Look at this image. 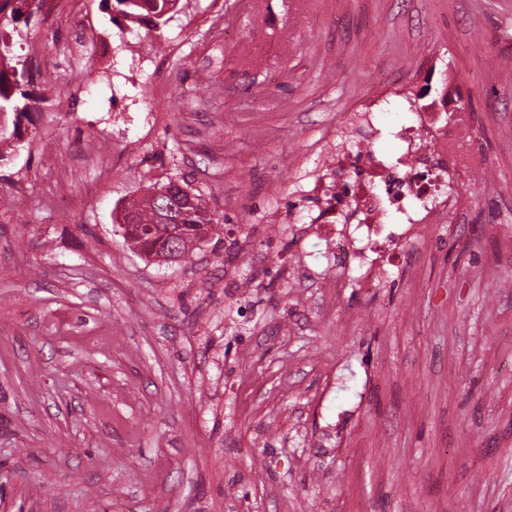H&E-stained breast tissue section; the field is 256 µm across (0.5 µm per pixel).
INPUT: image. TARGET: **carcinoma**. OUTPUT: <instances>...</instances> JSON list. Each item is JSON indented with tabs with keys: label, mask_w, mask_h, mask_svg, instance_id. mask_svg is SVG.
I'll return each instance as SVG.
<instances>
[{
	"label": "carcinoma",
	"mask_w": 512,
	"mask_h": 512,
	"mask_svg": "<svg viewBox=\"0 0 512 512\" xmlns=\"http://www.w3.org/2000/svg\"><path fill=\"white\" fill-rule=\"evenodd\" d=\"M30 0H0V146L21 138L22 125L32 122L35 101L26 89L30 85L27 63L14 53L11 34L6 28L29 25L35 10ZM119 13L132 22L159 30L172 20L179 0H114ZM167 194L152 191L123 204L116 218L124 243L145 257L159 261L175 255L181 259L198 248V241L213 236L216 227L214 213L202 195L193 194V203L183 202L186 189L173 184L161 185ZM171 211L177 218V233L167 234L159 216Z\"/></svg>",
	"instance_id": "obj_1"
}]
</instances>
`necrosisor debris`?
Instances as JSON below:
<instances>
[{"mask_svg":"<svg viewBox=\"0 0 512 512\" xmlns=\"http://www.w3.org/2000/svg\"><path fill=\"white\" fill-rule=\"evenodd\" d=\"M414 86L392 83L347 113L336 143L321 150V167L334 183L307 192L310 221L324 231L345 277L357 275L370 288L405 262L402 244L420 241L429 225L445 221L460 200L449 197L446 176L460 162L459 144L442 121L443 104L431 100L411 122L389 128L378 119L384 104L420 99ZM396 141L395 157L380 156L376 141Z\"/></svg>","mask_w":512,"mask_h":512,"instance_id":"obj_1","label":"necrosis or debris"}]
</instances>
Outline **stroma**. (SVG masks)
<instances>
[{
  "instance_id": "stroma-1",
  "label": "stroma",
  "mask_w": 512,
  "mask_h": 512,
  "mask_svg": "<svg viewBox=\"0 0 512 512\" xmlns=\"http://www.w3.org/2000/svg\"><path fill=\"white\" fill-rule=\"evenodd\" d=\"M0 162V512H512V0H82ZM429 75L462 199L330 293L297 193L351 102ZM220 218L182 262L116 210L169 180ZM119 13L131 22L160 30L172 20L179 0H114Z\"/></svg>"
}]
</instances>
